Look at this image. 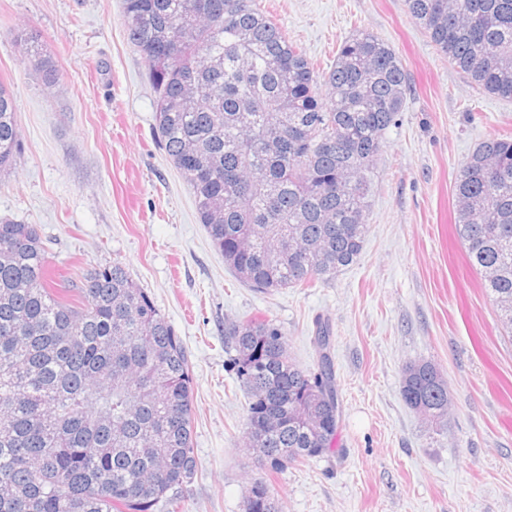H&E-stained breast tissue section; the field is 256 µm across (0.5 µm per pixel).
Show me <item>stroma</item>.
Masks as SVG:
<instances>
[{
	"instance_id": "35a3bbf8",
	"label": "stroma",
	"mask_w": 512,
	"mask_h": 512,
	"mask_svg": "<svg viewBox=\"0 0 512 512\" xmlns=\"http://www.w3.org/2000/svg\"><path fill=\"white\" fill-rule=\"evenodd\" d=\"M260 6L316 71L364 31L405 69V107L363 173L369 229L356 263L315 287L269 292L225 266L157 139V93L127 39L123 0H0V82L14 93L21 143L0 175V217L36 225L65 282L121 263L176 329L193 365L199 461L186 512H244L265 473L224 352L226 327L258 312L304 369L316 367L317 322L330 324L342 406L334 450L276 476L280 512H512V340L455 224L456 178L481 142L512 133V102L468 82L404 0ZM17 28L47 50L55 86L29 65ZM415 360L448 384L443 423L401 397Z\"/></svg>"
}]
</instances>
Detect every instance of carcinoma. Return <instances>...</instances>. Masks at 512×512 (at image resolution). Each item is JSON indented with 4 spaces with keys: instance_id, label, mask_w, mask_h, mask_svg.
I'll return each instance as SVG.
<instances>
[{
    "instance_id": "1",
    "label": "carcinoma",
    "mask_w": 512,
    "mask_h": 512,
    "mask_svg": "<svg viewBox=\"0 0 512 512\" xmlns=\"http://www.w3.org/2000/svg\"><path fill=\"white\" fill-rule=\"evenodd\" d=\"M404 3L465 78L512 100V0ZM123 13L158 93L159 142L236 277L260 291L310 287L353 264L368 230L361 173L408 91L391 47L356 34L323 75L259 0H123ZM26 52L55 85L43 45ZM18 147L14 95L0 83V172ZM455 195L470 262L512 335V136L472 152ZM316 333L315 371L266 315L225 333L250 447L274 473L335 447L329 325ZM401 396L435 423L448 415L447 383L428 361L405 365ZM192 398L180 337L121 264L68 288L35 226L0 220V512H184L198 470ZM245 512H278L270 480L254 483Z\"/></svg>"
}]
</instances>
